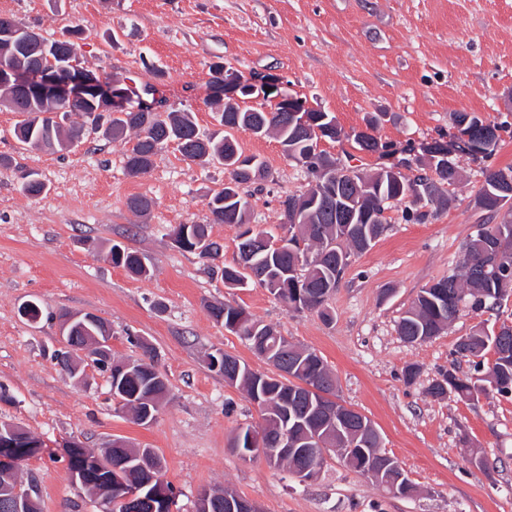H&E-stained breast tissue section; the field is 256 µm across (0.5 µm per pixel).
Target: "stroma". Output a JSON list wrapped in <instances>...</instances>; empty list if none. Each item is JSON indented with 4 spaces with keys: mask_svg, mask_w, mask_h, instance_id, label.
Instances as JSON below:
<instances>
[{
    "mask_svg": "<svg viewBox=\"0 0 512 512\" xmlns=\"http://www.w3.org/2000/svg\"><path fill=\"white\" fill-rule=\"evenodd\" d=\"M0 14L49 40L80 25L82 67L127 89L141 81L164 109L194 112L203 132L214 128L209 67L220 61L246 78H280L307 108L328 112L346 138L323 140L321 149L351 154L352 165L367 170L382 161L355 151L352 137L374 115L378 140L416 159L424 145L454 143L463 112L499 126L501 136L491 158L457 153L462 177L448 190L452 202L426 223L406 222L399 205L386 210V231L352 256L326 323L260 286L225 287L218 272L235 264L244 230L282 235L279 198L307 187L275 137L237 132L268 177L244 190L248 225L213 224L207 202L230 180L223 167L184 160L171 144L149 172L130 176L131 135L113 142L87 134L67 153L26 151L12 136L16 114L0 110V385L15 398L0 402V421L43 444L16 469L23 483L36 484L41 512H102L72 484L66 445L100 454L118 438L156 451L180 493L178 512H194L200 490L227 486L262 512H512V396L427 393L452 363L471 371L456 360L460 337L512 325V297L491 310L464 309L422 343L397 333L420 290L457 272L469 237L491 223L475 204L486 173L512 166V0H0ZM30 169L41 173L46 194L20 191ZM134 196L151 199L152 209L135 215L127 205ZM179 224L208 225L221 256L207 262L176 247ZM113 242L137 251L152 277L135 279L105 261L101 251ZM29 301L43 309L38 323L18 313ZM224 302L315 350L334 372L340 400L373 422L417 494L390 496L333 452L309 485L233 452L237 427L262 420L207 357L221 350L254 370L269 366L211 318L210 306ZM87 311L111 327L114 360L152 350L168 393L151 425L110 399L107 372L91 371L81 384L52 359L63 346L59 315ZM409 364L421 369L410 384ZM474 455L487 468L472 466Z\"/></svg>",
    "mask_w": 512,
    "mask_h": 512,
    "instance_id": "35a3bbf8",
    "label": "stroma"
}]
</instances>
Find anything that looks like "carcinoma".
Masks as SVG:
<instances>
[{
  "mask_svg": "<svg viewBox=\"0 0 512 512\" xmlns=\"http://www.w3.org/2000/svg\"><path fill=\"white\" fill-rule=\"evenodd\" d=\"M80 35V26L70 25L64 28L63 38L59 40L43 37L31 40L27 35L14 39L1 37L0 56L9 57L31 71L60 68L78 60L76 39ZM209 104L217 122L224 128L241 129L256 136L274 131L284 150L288 151V159L311 177L305 192L288 195L279 201L282 226L288 229V239L294 246L288 251L268 248L262 240H272L274 236L264 231L251 234L241 240L238 250H248V261L259 279L255 281L234 267H226L221 270L224 284L243 288L254 282L294 311H315L325 321L332 319L329 300L342 280L350 256L371 248L385 230L384 223L372 214L382 213L391 204L403 203L405 221L424 224L432 217L429 207L449 203L445 186L460 180L452 152L438 143L426 147L430 155L426 163L428 172L413 179L399 170L390 174L380 169L366 174L340 164L319 149L317 138L298 133L288 112L267 111L263 107L243 109L220 97L211 98ZM0 106L19 114L14 135L21 149L26 151H68L71 143L79 139L83 128L89 126L114 141L135 132L136 142L125 154V169L131 176L147 173L158 152L170 143L176 144L186 160L224 166L230 171L231 182L208 202L214 224L247 223L249 201L240 192V186L267 178L266 167L258 159L251 166L239 165L240 160L247 161L251 156L243 152L232 134L221 131L208 136L201 134L195 115L190 111L106 115L90 104H60L48 97L31 98L9 89L0 91ZM75 112L83 117L79 125L69 123ZM467 129L469 138L463 141L467 154L489 158L496 153L500 141L498 126L472 115ZM354 141L361 151L380 153L384 149V145L369 133L354 135ZM507 188H512V167L489 173L476 196V205L489 213H499L500 201L507 198L503 190ZM21 190L27 196L38 197L47 191V184L39 172L29 170L22 175ZM297 209L308 212L312 223H293L292 214ZM180 228L187 229L182 250L206 261L219 256L222 246L210 238L207 225L182 224ZM483 230L484 233L477 232L469 238L459 272L422 288L413 306L398 322L400 337L413 340L418 336L425 342L440 335L458 317L461 307L468 304L475 310L491 308L504 300L505 292L512 288V218L507 216ZM103 258L135 277H150V268L144 259L119 243L107 246ZM211 316L226 328L239 325L238 336L251 344L254 343L251 339L254 329L270 337L276 348L268 359L275 361V366L291 377L285 384L264 373L258 374L244 362L235 361L232 368L237 376L235 387L245 391L250 401L259 399L269 404V412L263 417V428L258 430L248 424L245 434H255L263 447L274 452L278 437L285 429L297 440L303 439L307 431L319 430L313 414L319 393L299 394L293 389L300 383L314 386L319 375L330 374L323 358L304 348L297 356L288 353L293 344L286 337L238 305L226 303L213 307ZM468 338L469 343L465 345L456 343L455 354L460 358L476 359L491 349L496 335L478 328ZM501 353L494 368L485 370L477 361L473 368L478 373L483 370L491 373L497 384L495 391L502 396L512 388V342ZM129 363V369L112 375L109 382L112 394L121 398L133 394L139 398L150 395L157 405H162L167 385L154 373L153 357L131 359ZM483 381L485 378L464 373L459 366L453 365L430 384L428 391L431 396L441 398L449 389L464 398L472 385ZM378 447L379 436L370 437L365 445L355 450V461L349 466L361 474L366 473L370 449ZM112 452L129 460L128 480L140 482L139 454L148 449L141 450L126 443Z\"/></svg>",
  "mask_w": 512,
  "mask_h": 512,
  "instance_id": "carcinoma-1",
  "label": "carcinoma"
}]
</instances>
